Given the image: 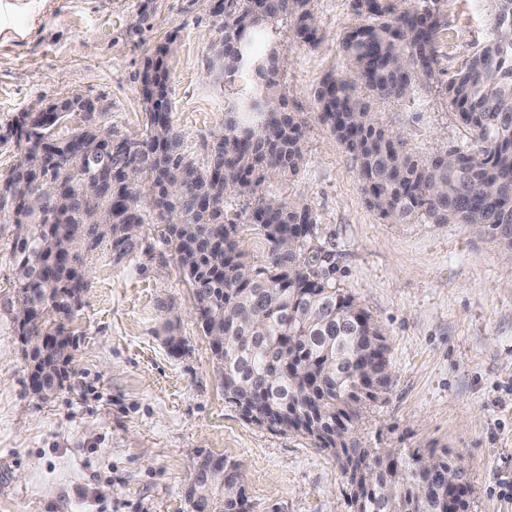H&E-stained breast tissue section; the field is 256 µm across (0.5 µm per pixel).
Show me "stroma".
Wrapping results in <instances>:
<instances>
[{
    "label": "stroma",
    "mask_w": 512,
    "mask_h": 512,
    "mask_svg": "<svg viewBox=\"0 0 512 512\" xmlns=\"http://www.w3.org/2000/svg\"><path fill=\"white\" fill-rule=\"evenodd\" d=\"M437 7L444 83L488 38L492 5ZM313 10L318 48L295 46L284 23L255 41L258 54H286L281 88L306 125L301 170L264 191L308 201L323 269L385 331L392 384L354 437L367 448L448 449L467 471L469 512H512V261L464 225L392 224L368 207L357 165L318 122L313 97L344 71L338 40L355 19L349 0H313ZM171 36L174 121L202 157L228 99L206 70L217 37L210 0H0V126L77 95L113 134L142 137L141 74ZM375 110L421 158L469 140L437 89ZM14 233L0 222V512H192L186 489L202 452L238 461L252 512H349L329 452L248 422L225 400L192 289L154 215L130 256L89 255L74 372L49 399L35 397L14 323ZM171 320L186 343L179 356L165 342Z\"/></svg>",
    "instance_id": "stroma-1"
}]
</instances>
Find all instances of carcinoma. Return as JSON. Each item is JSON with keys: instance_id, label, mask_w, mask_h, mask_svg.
<instances>
[{"instance_id": "obj_1", "label": "carcinoma", "mask_w": 512, "mask_h": 512, "mask_svg": "<svg viewBox=\"0 0 512 512\" xmlns=\"http://www.w3.org/2000/svg\"><path fill=\"white\" fill-rule=\"evenodd\" d=\"M211 9L218 38L210 72L228 80L239 74L253 83L235 91L228 116L199 162L184 149L169 108L168 63L175 37L158 45L141 77L144 112L155 115L136 140L139 152L102 154L99 141L112 127L86 123L67 141L80 151L42 154L41 143L73 112L79 96L56 101L48 112H22L0 134L19 161L0 184V214L12 219L11 256L17 309L39 312L27 325L15 317L29 343L31 391L47 399L61 388L72 363L71 324L82 295L71 287L75 268L67 260L75 239L92 253L105 243L121 259L137 246L145 223L140 191L109 183L136 165L148 183L151 209L167 224L179 266L191 284L202 330L224 336L214 355L224 398L248 421L295 432L329 452L350 493L351 512H457L449 471L460 467L448 450L408 454L397 448H364L353 433L368 405L390 386V359L364 363L387 344L380 323L343 294L317 268V218L302 197L265 194L272 175L294 176L305 162L301 116L280 92L283 54L254 51L256 37L291 25L294 43L320 42L312 0H220ZM436 0H350L355 25L339 40L344 76L328 75L315 90L317 119L352 156L371 208L392 224L425 218L431 224H464L505 242L512 250V222L477 199L512 195V0H493L492 36L444 87L448 108L470 133L467 146L428 159L409 153L401 137L377 119V102L412 100L437 80V35L444 25ZM254 200L231 220L229 198ZM257 226L269 248L253 262L239 237ZM377 383L363 390L362 374ZM196 461L189 499L210 512H250L238 464L224 458L235 479Z\"/></svg>"}]
</instances>
